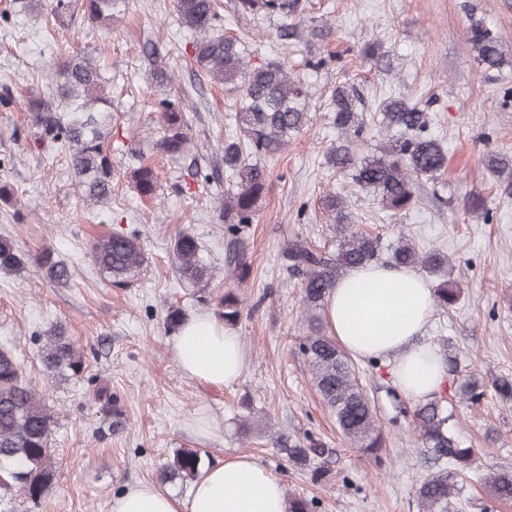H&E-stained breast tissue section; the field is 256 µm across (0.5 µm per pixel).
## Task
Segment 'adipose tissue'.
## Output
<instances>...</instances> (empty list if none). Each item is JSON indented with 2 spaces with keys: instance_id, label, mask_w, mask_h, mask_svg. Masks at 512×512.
I'll return each mask as SVG.
<instances>
[{
  "instance_id": "obj_1",
  "label": "adipose tissue",
  "mask_w": 512,
  "mask_h": 512,
  "mask_svg": "<svg viewBox=\"0 0 512 512\" xmlns=\"http://www.w3.org/2000/svg\"><path fill=\"white\" fill-rule=\"evenodd\" d=\"M432 311L426 279L386 264L347 270L324 306L329 334L355 358L384 364L399 395L416 402L433 399L448 378L424 339ZM173 349L186 375L216 387L239 378L246 363L240 337L211 313L184 322ZM112 512H288V503L280 479L241 455L205 469L185 498L136 484L113 498Z\"/></svg>"
}]
</instances>
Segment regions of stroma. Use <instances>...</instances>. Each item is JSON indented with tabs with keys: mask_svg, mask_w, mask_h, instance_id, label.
<instances>
[{
	"mask_svg": "<svg viewBox=\"0 0 512 512\" xmlns=\"http://www.w3.org/2000/svg\"><path fill=\"white\" fill-rule=\"evenodd\" d=\"M227 33L245 38L252 61L280 57L292 74L310 85L308 128L269 164L271 175L247 240L251 270L240 294L245 310L234 331L241 337L246 365L233 383L213 387L188 377L177 364L173 336L163 318L168 307L185 318L206 312L202 292L224 283L229 239L217 222L216 195L191 194V161L223 168L224 140L235 130L221 87L184 68L180 47L186 38L174 0H130L111 35L75 9L65 25H50L46 10L13 15L0 23V75L18 94L42 86L40 73L59 45L93 58L109 77L115 138L116 186L106 205L79 198L66 160L28 151L37 134L21 107L0 109V182L8 183L12 203L0 202V236L22 251L42 249L68 263L72 280L59 286L36 269L19 274L0 270V346L12 348L27 377L51 406L55 474L39 504L16 490L0 488V512H110L112 498L138 483H157L158 469L181 448L207 451L213 459L248 454L278 476L287 496L314 500L315 512H418L414 488L430 468L417 433L396 420L386 393L385 367L359 362V379L382 425L380 460L352 447L311 382L298 344L307 333L301 294L283 266L282 252L294 236L317 247L334 248L322 200L335 193L346 202L362 231L384 239L405 233L415 247L448 255V285L461 298L450 308H434L426 336L448 357L443 391L453 413L451 427L461 446L476 449L481 473L512 469V399L501 398L492 383L512 377V197L501 196L497 176L486 166L489 152L512 157V106L502 104L512 89V0H305V20L296 41L283 44L278 24L235 15L222 0ZM498 34L505 64L485 73L469 52L471 19ZM377 42L384 55L375 66L359 53ZM156 47L146 59V43ZM332 51L343 71L313 72L304 59ZM175 74L170 85L152 81L153 67ZM348 81L368 110L401 94L432 98L431 133L448 152V168L434 180H420L419 203L406 215L389 218L377 198L332 172L324 153L336 138L329 94ZM184 92L193 155L178 160L159 154L153 143L161 117L150 100ZM144 153L159 172L158 197L144 202L127 187V157ZM483 199L489 218L469 209ZM25 223H17L14 210ZM139 227L150 258L132 288L109 287L91 264V241L109 231L113 215ZM197 235L212 278L206 290L178 283L170 242L181 226ZM63 324L83 350L88 379L116 394L127 420L110 433L86 395V381L49 379L40 360L38 333ZM475 370L486 391L470 401L458 391L462 376ZM262 408L272 430L298 438L312 434L324 445L316 470L299 469L273 453L263 431L242 437L243 402Z\"/></svg>",
	"mask_w": 512,
	"mask_h": 512,
	"instance_id": "stroma-1",
	"label": "stroma"
}]
</instances>
